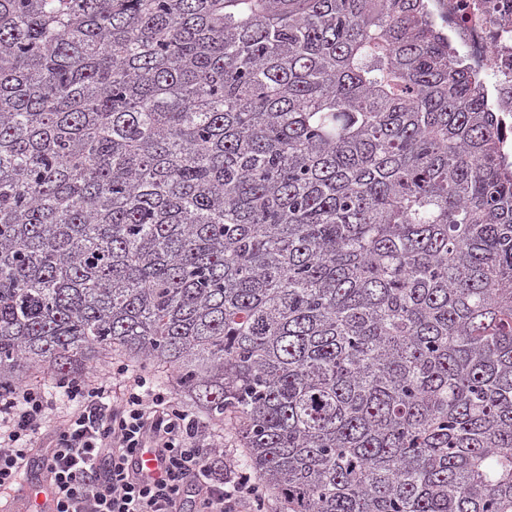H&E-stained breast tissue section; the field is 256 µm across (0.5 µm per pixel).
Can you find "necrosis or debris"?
<instances>
[{
    "instance_id": "4bbe7bcc",
    "label": "necrosis or debris",
    "mask_w": 512,
    "mask_h": 512,
    "mask_svg": "<svg viewBox=\"0 0 512 512\" xmlns=\"http://www.w3.org/2000/svg\"><path fill=\"white\" fill-rule=\"evenodd\" d=\"M425 5L482 79L498 115L502 159L512 163V0H425Z\"/></svg>"
}]
</instances>
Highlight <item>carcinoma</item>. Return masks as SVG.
<instances>
[{
    "instance_id": "cac0c4a2",
    "label": "carcinoma",
    "mask_w": 512,
    "mask_h": 512,
    "mask_svg": "<svg viewBox=\"0 0 512 512\" xmlns=\"http://www.w3.org/2000/svg\"><path fill=\"white\" fill-rule=\"evenodd\" d=\"M112 353L277 512H512V171L423 0H0V393Z\"/></svg>"
}]
</instances>
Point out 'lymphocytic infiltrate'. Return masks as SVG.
Wrapping results in <instances>:
<instances>
[{
  "label": "lymphocytic infiltrate",
  "mask_w": 512,
  "mask_h": 512,
  "mask_svg": "<svg viewBox=\"0 0 512 512\" xmlns=\"http://www.w3.org/2000/svg\"><path fill=\"white\" fill-rule=\"evenodd\" d=\"M120 391L101 381H57L69 401L63 420L51 425L43 390L23 386L0 396V491L15 487L42 428L53 436L42 454L54 512H182L193 487L198 512H256L260 485L228 465L214 476L215 449L204 445L198 420L175 406L163 386L139 372ZM160 464L156 476L139 465L143 449Z\"/></svg>",
  "instance_id": "lymphocytic-infiltrate-1"
}]
</instances>
